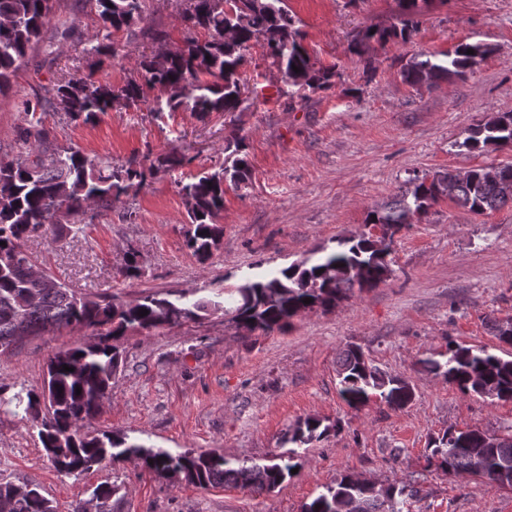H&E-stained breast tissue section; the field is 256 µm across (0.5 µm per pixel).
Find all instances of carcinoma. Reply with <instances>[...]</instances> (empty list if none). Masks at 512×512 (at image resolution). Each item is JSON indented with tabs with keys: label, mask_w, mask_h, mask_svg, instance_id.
Masks as SVG:
<instances>
[{
	"label": "carcinoma",
	"mask_w": 512,
	"mask_h": 512,
	"mask_svg": "<svg viewBox=\"0 0 512 512\" xmlns=\"http://www.w3.org/2000/svg\"><path fill=\"white\" fill-rule=\"evenodd\" d=\"M55 0H0V91L26 62L28 51L41 41ZM100 20L103 38L128 31L144 20L145 0H86ZM400 25L365 28L351 42L349 51L359 57L371 42L401 40L407 43L418 29L417 17L428 0H401ZM189 30H202L207 38H187L173 52L142 56L133 75L113 89L92 76L71 78L56 85L49 100L27 103L24 112L26 138H34L26 157L0 159V351L11 349L23 337L48 327H81L106 330L112 340L129 330L150 331L177 326L200 317L222 302L186 301L145 295L125 304L107 298L94 299L61 286L51 291L31 277L36 261L23 254L24 241L48 224H77L85 207L94 204L112 210V201L141 189L148 179L168 174L186 161L185 157L161 155L150 167L134 164L109 171L96 160L70 149L47 155L39 145L46 140L43 114L51 109L73 122L94 124L115 106H139L152 101L151 112L189 110L206 116L213 112L231 114L246 109L249 90L244 78L246 51L254 40L263 39L267 58L281 73L286 86L326 90L334 85L336 72L315 66L299 41V30L286 0H238L228 11L222 0H190L183 13ZM473 53H467V50ZM492 49L483 43H466L452 52L412 56L403 78L413 87H431L444 78L463 79L477 60ZM299 71H293V67ZM461 146L468 150L512 146V112H494L469 127ZM224 164L203 172L185 183L175 181L186 201L190 228L186 246L200 259L208 258L220 244L223 227L218 224L224 207V185L237 189L246 184L250 164L243 138L226 141ZM443 195L474 214L498 209L512 202V165H484L465 171H438L432 178L416 177L390 200L368 212L366 223L382 236L368 232L357 238L337 241V248L314 262L293 263L260 280L226 287L217 297L228 296L236 325L250 333L268 335L290 325V319L320 308L330 310L351 297L353 290H372L384 284L392 269L387 261L394 237ZM310 298L306 304L303 299ZM145 309L148 314L139 315ZM512 321H488L499 342L512 346V332L504 326ZM121 361L119 346L106 341L90 342L57 352L49 361L41 392L19 391L0 398V406L24 412L36 423L47 456L61 475L79 476L104 461L135 459L163 478H178L201 488L233 484L252 491H271L292 477L300 467L295 451L271 456L265 463L247 465L222 452H185L174 455L103 432H81L82 424L94 418L103 399L112 390V378ZM425 368L455 384L464 394L491 400L512 401V358L506 359L485 347L448 345L446 360L423 361ZM74 371L64 370V366ZM339 395L349 408L360 410L371 400L392 409H402L413 399V388L375 365L357 346L342 353L337 370ZM81 393H76V389ZM330 426L307 417L288 431L285 442L301 447L325 438ZM428 461L444 475L468 474L496 487L512 483V429L504 433L479 429H446L432 440ZM121 486L97 485L93 512H117ZM416 488L382 486L347 472L326 488L302 512H405L407 500L419 496ZM0 506L5 512H55L52 502L38 487L0 482Z\"/></svg>",
	"instance_id": "obj_1"
}]
</instances>
